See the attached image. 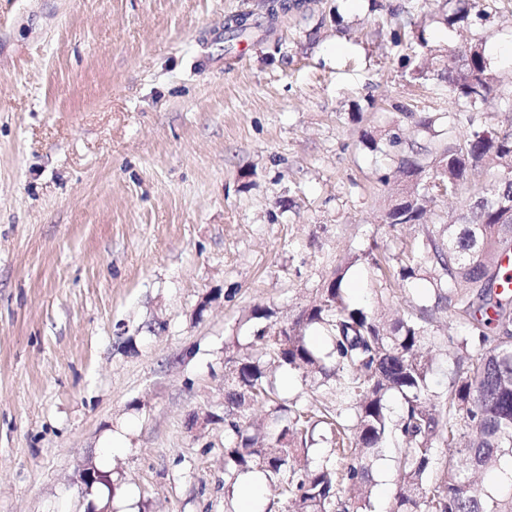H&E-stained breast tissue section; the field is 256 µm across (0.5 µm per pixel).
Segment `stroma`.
Returning a JSON list of instances; mask_svg holds the SVG:
<instances>
[{
	"instance_id": "stroma-1",
	"label": "stroma",
	"mask_w": 512,
	"mask_h": 512,
	"mask_svg": "<svg viewBox=\"0 0 512 512\" xmlns=\"http://www.w3.org/2000/svg\"><path fill=\"white\" fill-rule=\"evenodd\" d=\"M266 2L0 0V512H239L224 365L254 305L294 319L344 265L377 308L420 235L381 224L395 165L366 142L428 140L406 110L452 105L404 73L397 21L479 45L500 83L473 113L512 126V0L463 28L424 0ZM88 459L114 494L74 485Z\"/></svg>"
}]
</instances>
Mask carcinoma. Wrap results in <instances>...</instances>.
I'll return each instance as SVG.
<instances>
[{
  "mask_svg": "<svg viewBox=\"0 0 512 512\" xmlns=\"http://www.w3.org/2000/svg\"><path fill=\"white\" fill-rule=\"evenodd\" d=\"M450 26L483 13L481 0H437ZM412 22L394 29L399 43L416 38L421 50L402 67L415 80H435L458 107L448 112L446 143L411 145L398 159L407 181L383 223L419 225L421 240L376 292L395 296L422 271L431 275L430 304L391 314L350 305L336 272L318 299L290 323L261 330L253 348L227 359L224 377V486L259 472L278 491L287 512H372L373 470L388 444L395 445L398 474L393 512H512V297L499 291V257L512 249V129L493 128L460 114L497 91V78L476 45L444 52L427 49ZM429 180L441 182L460 208L438 223L424 217ZM447 314L462 333L444 344L434 323ZM319 329L326 352L308 336ZM444 357V389L431 385ZM299 370L304 380L335 396L333 408L279 397L276 375ZM401 399L392 416L387 401ZM268 407V420L249 417L253 404ZM324 425L331 456L318 466L308 457L314 432ZM440 448L451 459L435 460ZM478 473L500 483L475 486Z\"/></svg>",
  "mask_w": 512,
  "mask_h": 512,
  "instance_id": "cac0c4a2",
  "label": "carcinoma"
}]
</instances>
